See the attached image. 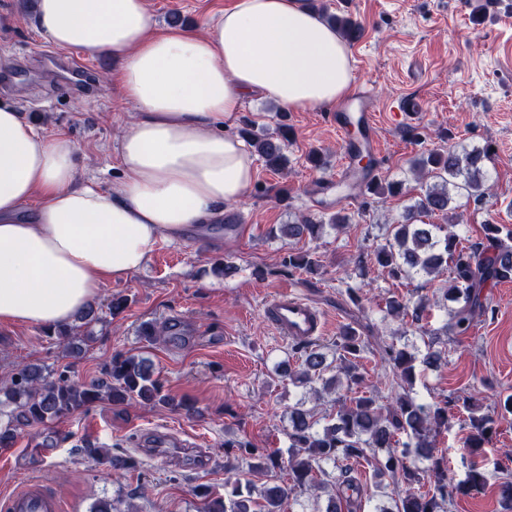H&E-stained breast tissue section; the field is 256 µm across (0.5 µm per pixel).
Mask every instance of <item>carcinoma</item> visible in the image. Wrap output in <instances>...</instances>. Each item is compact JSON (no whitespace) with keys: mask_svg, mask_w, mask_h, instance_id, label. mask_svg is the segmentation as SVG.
Wrapping results in <instances>:
<instances>
[{"mask_svg":"<svg viewBox=\"0 0 512 512\" xmlns=\"http://www.w3.org/2000/svg\"><path fill=\"white\" fill-rule=\"evenodd\" d=\"M326 21L348 41L359 39L360 25L351 17L330 14L321 6ZM290 128L281 124L276 135L259 136L251 125L240 135L253 148L264 165L281 171L288 165L285 155ZM489 145L471 149L456 147L448 150H428L421 153L411 165V172L421 183L422 193L406 209L404 220L392 225L386 243L374 250L375 263L396 280L413 281L417 276L433 280L449 271L448 287L443 299L457 304L449 312V321L431 329L422 324L429 308L427 298L417 300L391 297L387 312L410 319L409 327L418 331L425 342L427 353L423 358L392 341L382 348V360L392 373V381L401 389L392 402L379 404V395L361 389L360 354L365 351L368 337L354 328L343 327L336 336V369L346 380V388L354 396L340 400L336 413L322 428L311 411L295 407L288 413V484L266 485L261 488L251 483H235L226 497L213 495L208 489L199 491L202 512H285L290 495L298 489H325L336 487L325 512H359L363 509V488L354 465L362 462L371 466L378 476L385 474L400 484L393 498V507L377 505L373 512H447L448 498L455 493L468 495L485 484V475L477 468L468 471L465 480L448 485V459L436 447V438L451 426L448 400L422 403L412 395L411 387L418 366L432 367L442 361V351L434 346L456 341L465 335L476 314L484 311L483 290L489 285L512 280V245L503 241L500 225L483 226L484 240L468 247L460 245L456 234H442L443 226L430 224L426 218L448 214V206L457 196L484 197L489 194L486 162L491 159ZM404 182L386 184L376 180L361 187L368 196L381 198L402 193ZM324 225L303 217L291 224L279 225L280 236L300 241L321 236ZM288 269L314 274L318 262L306 251H290L284 260ZM304 369L296 382L310 386L314 395L319 390L313 384L322 382L328 390L336 379L323 378L330 370L326 354L311 343L302 345ZM0 447L12 445L17 430L23 426L59 420L79 410H88L97 402L110 401L124 405L139 400L187 409L186 401H175L163 393L159 380L153 378L151 365L142 356L117 354L106 365L102 376L88 383L76 382L64 372L58 376L44 375L30 366L15 372L7 386H0ZM467 448L475 453L490 443L495 434V419L489 415L470 414ZM403 435L406 441L398 440ZM402 444L400 452L393 451ZM378 448H390L385 460L375 453ZM98 464L112 470H126L134 466L128 457L102 456L97 449H88ZM331 463L337 473L334 481L325 478L323 465ZM249 469L269 472L279 467L273 454H260L258 461L246 462Z\"/></svg>","mask_w":512,"mask_h":512,"instance_id":"obj_1","label":"carcinoma"}]
</instances>
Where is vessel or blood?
Here are the masks:
<instances>
[{"label": "vessel or blood", "instance_id": "vessel-or-blood-1", "mask_svg": "<svg viewBox=\"0 0 512 512\" xmlns=\"http://www.w3.org/2000/svg\"><path fill=\"white\" fill-rule=\"evenodd\" d=\"M370 91L358 92L330 113L329 122L340 136L346 153L361 149L379 154L375 112ZM264 314L268 323L286 340L308 343L325 332V317L320 310L291 291L270 300ZM6 512H63L64 506L44 481H35L9 493Z\"/></svg>", "mask_w": 512, "mask_h": 512}]
</instances>
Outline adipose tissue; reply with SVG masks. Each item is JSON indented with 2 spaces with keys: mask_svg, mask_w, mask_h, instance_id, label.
<instances>
[{
  "mask_svg": "<svg viewBox=\"0 0 512 512\" xmlns=\"http://www.w3.org/2000/svg\"><path fill=\"white\" fill-rule=\"evenodd\" d=\"M34 20L59 48L110 55L136 116L115 141L120 179L103 191L79 185L73 141L0 99L4 325L67 324L158 241L221 220L256 177L231 131L246 98L329 108L353 88L348 44L306 0H234L203 33L157 31L146 0H36Z\"/></svg>",
  "mask_w": 512,
  "mask_h": 512,
  "instance_id": "1",
  "label": "adipose tissue"
}]
</instances>
